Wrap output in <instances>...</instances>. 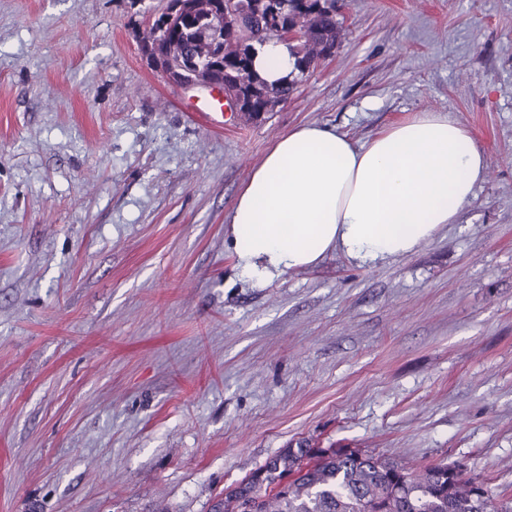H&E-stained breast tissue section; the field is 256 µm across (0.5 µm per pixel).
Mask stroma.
I'll return each mask as SVG.
<instances>
[{"instance_id":"35a3bbf8","label":"stroma","mask_w":512,"mask_h":512,"mask_svg":"<svg viewBox=\"0 0 512 512\" xmlns=\"http://www.w3.org/2000/svg\"><path fill=\"white\" fill-rule=\"evenodd\" d=\"M166 0H0V512H210L305 441L444 462L512 500V0H343L255 120L142 54ZM488 176L411 254L244 276L228 216L288 129L415 112Z\"/></svg>"}]
</instances>
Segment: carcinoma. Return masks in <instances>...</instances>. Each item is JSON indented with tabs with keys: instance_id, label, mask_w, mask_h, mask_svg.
I'll use <instances>...</instances> for the list:
<instances>
[{
	"instance_id": "carcinoma-1",
	"label": "carcinoma",
	"mask_w": 512,
	"mask_h": 512,
	"mask_svg": "<svg viewBox=\"0 0 512 512\" xmlns=\"http://www.w3.org/2000/svg\"><path fill=\"white\" fill-rule=\"evenodd\" d=\"M338 0H227L224 55L210 77L235 82L248 96L247 118L272 112L315 69L319 52L341 44ZM292 32L288 47L298 73L272 87L253 70L256 46ZM152 51L203 50L197 21L179 17L159 36L149 28ZM213 512H512L488 486L465 478L453 466L409 470L395 461L352 448H317L306 443L266 460L213 505Z\"/></svg>"
}]
</instances>
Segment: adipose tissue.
I'll list each match as a JSON object with an SVG mask.
<instances>
[{
	"mask_svg": "<svg viewBox=\"0 0 512 512\" xmlns=\"http://www.w3.org/2000/svg\"><path fill=\"white\" fill-rule=\"evenodd\" d=\"M254 70L295 73L287 43L258 48ZM483 152L447 115L417 112L366 143L306 123L281 135L242 183L230 225L241 272L260 282L341 252L362 263L412 253L486 179Z\"/></svg>",
	"mask_w": 512,
	"mask_h": 512,
	"instance_id": "adipose-tissue-1",
	"label": "adipose tissue"
}]
</instances>
